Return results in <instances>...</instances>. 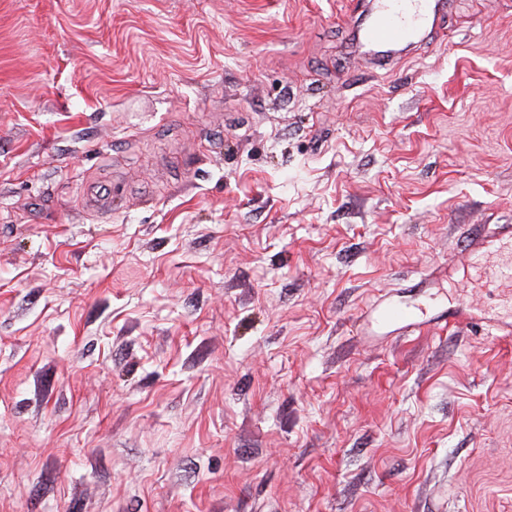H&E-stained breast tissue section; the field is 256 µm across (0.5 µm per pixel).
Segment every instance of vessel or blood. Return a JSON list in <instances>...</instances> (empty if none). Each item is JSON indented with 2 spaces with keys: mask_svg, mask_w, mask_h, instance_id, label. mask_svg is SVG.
<instances>
[{
  "mask_svg": "<svg viewBox=\"0 0 512 512\" xmlns=\"http://www.w3.org/2000/svg\"><path fill=\"white\" fill-rule=\"evenodd\" d=\"M446 0H370L371 7L357 29L361 49L385 58L394 56L407 47L422 41L427 31L440 28L446 16ZM512 240V225L500 224L495 229L472 239L468 245L471 257L477 258L498 248L503 240ZM459 319L485 326L493 335L512 332V325L499 320L480 307L457 310ZM376 326L412 325L418 315L408 304L385 299L372 312Z\"/></svg>",
  "mask_w": 512,
  "mask_h": 512,
  "instance_id": "1",
  "label": "vessel or blood"
}]
</instances>
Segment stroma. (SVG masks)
<instances>
[{"mask_svg": "<svg viewBox=\"0 0 512 512\" xmlns=\"http://www.w3.org/2000/svg\"><path fill=\"white\" fill-rule=\"evenodd\" d=\"M350 2L0 0V512H512V0ZM446 0H370L368 14L357 29V42L377 57L394 56L422 41L429 30L440 29ZM448 4V3H447ZM504 238L512 240V225L496 224V228L492 231L484 232L470 241L467 245L469 255L472 258H478L484 253L498 248ZM372 322L378 327L412 325L418 322V315L408 304L384 299L374 308ZM456 316L463 321L485 326L494 336L511 334V325L502 322L484 308L469 307L466 310L458 308Z\"/></svg>", "mask_w": 512, "mask_h": 512, "instance_id": "stroma-1", "label": "stroma"}]
</instances>
